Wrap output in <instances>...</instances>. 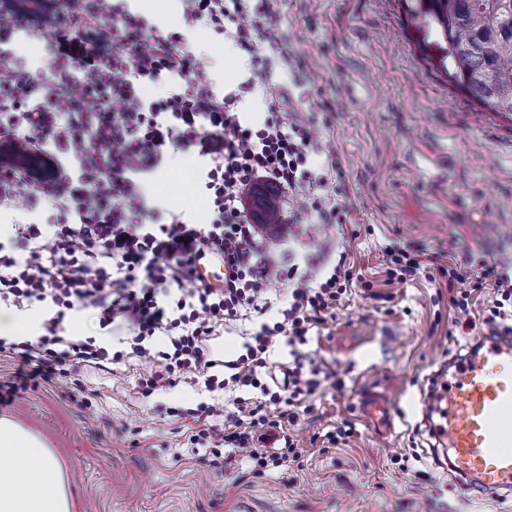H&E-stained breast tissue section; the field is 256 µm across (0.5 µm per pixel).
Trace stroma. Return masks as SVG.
Here are the masks:
<instances>
[{
  "mask_svg": "<svg viewBox=\"0 0 512 512\" xmlns=\"http://www.w3.org/2000/svg\"><path fill=\"white\" fill-rule=\"evenodd\" d=\"M159 23L173 12L198 68L216 92L250 76L248 60L211 30L186 20L179 0H124ZM278 40L311 73L307 88L286 90L295 118L309 101L332 108L322 133L324 153L343 168L340 224H280L269 235L274 257L291 256L310 278L329 275L339 260L373 283L381 299L352 288L333 320L312 328L305 343L278 340L264 376L272 390L288 382L295 354L314 358L327 379L307 398L310 410L292 426L298 464L254 476L236 455L227 474L203 462L190 440L188 409L210 402L190 381L142 395V364L128 359L111 370L87 369L76 379L17 387L19 360L0 358V404L6 416L42 438L61 464L71 512H512V491L489 496L462 489L450 455L430 427L439 423L422 402L448 379V366L470 355L490 331L481 294L469 311L455 308L447 288L422 277L389 284L382 250L397 242L468 266L497 263L512 275V115L492 112L450 83L421 52L402 0H273ZM207 162L174 154L138 175L150 205L206 222L201 191ZM287 296L264 319L227 324L211 340L213 359L231 360L247 333L281 320ZM475 329H467V321ZM98 393L91 406L71 401L74 381ZM387 398L393 427L381 430L362 413L368 393ZM351 437L323 449L327 432Z\"/></svg>",
  "mask_w": 512,
  "mask_h": 512,
  "instance_id": "35a3bbf8",
  "label": "stroma"
}]
</instances>
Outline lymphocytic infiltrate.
<instances>
[{
    "label": "lymphocytic infiltrate",
    "instance_id": "obj_1",
    "mask_svg": "<svg viewBox=\"0 0 512 512\" xmlns=\"http://www.w3.org/2000/svg\"><path fill=\"white\" fill-rule=\"evenodd\" d=\"M57 2L52 21L29 26L51 53L40 76L10 48L25 18L0 12V58L11 70L0 80V145L46 152L56 166L39 178L0 164V209L47 213L46 223L13 225L8 241L0 242V305L45 312L39 336L0 337V354L20 359L32 377L45 380L135 358L146 366L138 382L146 396L187 376L202 378L211 393L261 389L258 402L233 396L228 403L199 404L193 420L219 417L224 426L198 429L192 442L206 446L209 466L220 473L231 469L238 453L257 475L298 461L296 439L285 438L273 451L262 441L282 423L297 422L305 398L320 386L319 371L312 362L296 364L283 391L271 390L261 382L266 353L277 338L304 341L311 327L333 317L355 276L340 264L316 286L299 280L296 266L273 259L243 196L271 186L281 194L287 223L305 213L320 224L343 223L336 204L345 183L338 160L328 159L320 171L311 166L321 151L327 105L311 103L299 122L283 109L271 84L274 69L289 66L299 87L310 78L276 45L280 17L269 0H181L187 19L231 39L250 59L252 75L241 92L224 95L212 90L180 32L151 24L118 0ZM165 73L177 76V83L163 97L146 98L144 85ZM258 87L267 94V112L259 124H242L241 95ZM175 149L209 162L205 223L148 209L132 178L158 168ZM208 255L226 268L220 284L196 275ZM383 259L388 280L413 281L424 273L446 281L457 308L467 309L477 291L494 296L492 317L512 303V278L494 265H444L397 243L385 248ZM279 285L291 288L281 321L262 324L244 353L216 372L210 340L225 322L265 315L266 297ZM72 310L92 311L106 332L122 331L125 351L68 334L64 318ZM281 402L285 410L270 419L267 404Z\"/></svg>",
    "mask_w": 512,
    "mask_h": 512
}]
</instances>
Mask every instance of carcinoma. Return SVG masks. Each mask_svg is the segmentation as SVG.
Listing matches in <instances>:
<instances>
[{"mask_svg":"<svg viewBox=\"0 0 512 512\" xmlns=\"http://www.w3.org/2000/svg\"><path fill=\"white\" fill-rule=\"evenodd\" d=\"M407 14L450 82L486 109L512 114V0H409ZM253 207L258 223H278L275 190L257 192Z\"/></svg>","mask_w":512,"mask_h":512,"instance_id":"obj_1","label":"carcinoma"}]
</instances>
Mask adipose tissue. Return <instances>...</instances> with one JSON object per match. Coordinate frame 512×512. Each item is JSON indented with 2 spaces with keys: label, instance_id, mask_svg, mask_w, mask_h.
I'll return each mask as SVG.
<instances>
[{
  "label": "adipose tissue",
  "instance_id": "adipose-tissue-1",
  "mask_svg": "<svg viewBox=\"0 0 512 512\" xmlns=\"http://www.w3.org/2000/svg\"><path fill=\"white\" fill-rule=\"evenodd\" d=\"M0 512H71L65 475L45 443L0 418Z\"/></svg>",
  "mask_w": 512,
  "mask_h": 512
}]
</instances>
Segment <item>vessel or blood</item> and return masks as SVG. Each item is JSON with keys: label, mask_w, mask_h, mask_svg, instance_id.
<instances>
[{"label": "vessel or blood", "mask_w": 512, "mask_h": 512, "mask_svg": "<svg viewBox=\"0 0 512 512\" xmlns=\"http://www.w3.org/2000/svg\"><path fill=\"white\" fill-rule=\"evenodd\" d=\"M479 344L483 354L465 360L444 387L433 434L452 449L457 480L495 494L512 489V336H485ZM364 411L371 422H393L385 399L367 397Z\"/></svg>", "instance_id": "1"}]
</instances>
